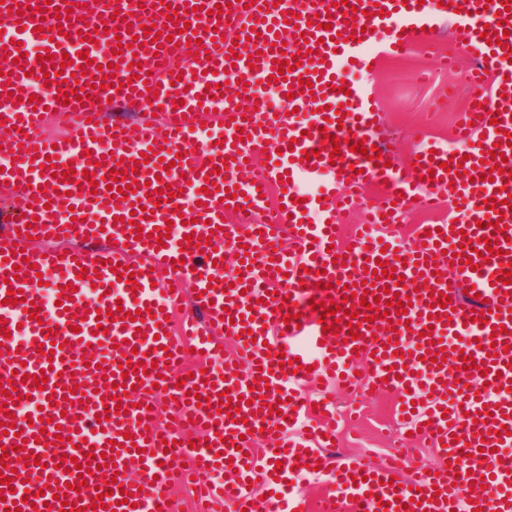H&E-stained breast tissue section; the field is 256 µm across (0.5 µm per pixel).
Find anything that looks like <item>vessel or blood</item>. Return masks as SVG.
I'll return each instance as SVG.
<instances>
[{"instance_id":"1","label":"vessel or blood","mask_w":512,"mask_h":512,"mask_svg":"<svg viewBox=\"0 0 512 512\" xmlns=\"http://www.w3.org/2000/svg\"><path fill=\"white\" fill-rule=\"evenodd\" d=\"M354 7L351 25L346 14ZM97 14L106 17L107 33L120 36L121 54L102 51L106 32L91 22ZM0 16L15 39L0 75L8 131L0 146L14 153L0 166V185L13 191L9 221L0 226V314L9 315L0 325V406L26 395L41 406L33 422L0 409V423L14 427L0 433V447L10 450L0 462L7 478L0 512L12 501L21 512H177L173 483L192 485L202 501L231 512H250L249 487L259 481L279 489L277 512H305L294 484L328 466L316 446L331 436L319 434L313 445L283 441L301 410L292 386L335 379L379 391L424 389L412 429L432 438L442 464L431 474L414 463L409 486L395 488L398 459L345 458L333 468L322 512H512V283L501 280L512 265V179L495 171L512 168V13L503 0H252L247 8L240 0H0ZM149 18L156 26L147 30ZM445 23L478 61L485 93L448 141L415 132L418 179L410 182L390 166L389 150L377 162L355 152L358 142L376 144L378 113L367 86L347 74L368 72L413 44L434 48ZM227 27L236 40L225 39ZM160 33L167 40L158 45ZM31 40L47 45L49 58L23 55L22 43ZM77 41L92 65L74 51ZM253 54L258 62H250ZM285 55L299 65L280 80ZM133 61L138 69H130ZM303 79L312 92L301 90ZM239 80L244 108L221 88ZM269 84L277 98L263 94ZM81 88L90 89L89 100L65 99ZM115 104L134 106L136 120L104 123ZM213 110L220 121L200 126ZM50 120L65 129V141L41 136ZM326 133L340 147L323 143ZM52 153L73 161V178L54 175L46 163ZM260 161L264 175L242 180L241 165ZM452 169L459 180L449 181ZM114 170L135 193L106 189ZM303 179L318 190L301 203ZM383 181L390 190L371 207L370 221L341 241L342 206ZM168 185L175 196L165 194ZM269 188L277 192L272 207L259 196ZM448 195L459 205L456 219L434 232L419 225L407 249L393 250L402 212L439 209ZM137 201L143 208L136 212ZM235 207L245 224L229 223ZM170 224L187 236L184 248L161 245ZM284 231L292 249L276 244ZM467 240L474 249L464 248ZM64 241L74 249H61ZM228 251L243 256L238 270L220 267ZM380 259L396 278L376 277ZM188 282L199 297L176 334L172 309ZM471 286L479 297L468 303L461 290ZM12 290L22 291V302L8 303ZM393 292L403 295L406 315L368 321L358 298L382 309ZM441 294L449 306L439 305ZM319 302L356 309L357 340L329 333L334 318L320 315ZM146 308L151 318L129 320ZM116 309L126 319H110ZM225 336L233 337L236 358L221 349ZM50 343L51 357L41 352ZM190 347L210 366L182 384L174 370ZM127 363L135 373L123 374ZM143 363L148 373L139 372ZM40 373L48 377L41 388L34 381ZM480 377L486 385L478 392L472 382ZM128 386L137 398L125 396ZM162 388L173 406L165 429L156 427L153 409ZM192 390L201 404L189 402ZM224 396L246 403L230 416L220 410ZM114 398L121 411L106 414ZM275 404L280 414H272ZM187 424L201 443H184ZM258 429L271 443L260 456L252 452ZM65 454L75 456L76 468L62 462ZM134 460L141 474L132 479L126 467ZM274 460L281 472L271 469ZM471 470L484 475L485 489H467ZM108 476L113 493L99 497Z\"/></svg>"}]
</instances>
